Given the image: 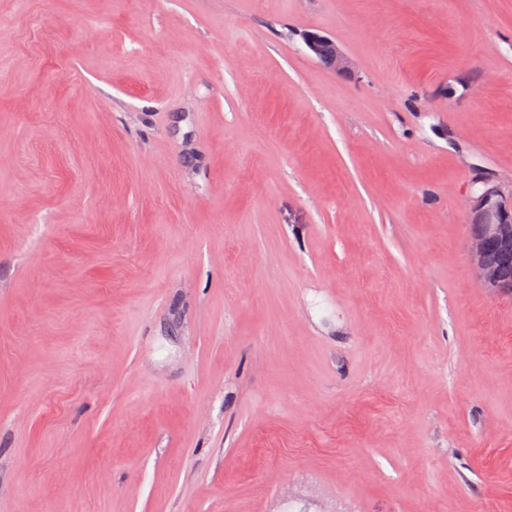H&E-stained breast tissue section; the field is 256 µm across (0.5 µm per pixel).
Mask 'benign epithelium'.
<instances>
[{
    "mask_svg": "<svg viewBox=\"0 0 512 512\" xmlns=\"http://www.w3.org/2000/svg\"><path fill=\"white\" fill-rule=\"evenodd\" d=\"M309 55L337 74L352 69V59L337 45L324 53L329 39L316 33L303 35ZM483 189L472 200L475 224L468 241V256L475 286L512 295V281L503 278L499 268L502 252L512 248V193L505 192L490 180L482 181Z\"/></svg>",
    "mask_w": 512,
    "mask_h": 512,
    "instance_id": "7a95c632",
    "label": "benign epithelium"
}]
</instances>
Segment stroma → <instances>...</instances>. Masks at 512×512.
<instances>
[{"label":"stroma","mask_w":512,"mask_h":512,"mask_svg":"<svg viewBox=\"0 0 512 512\" xmlns=\"http://www.w3.org/2000/svg\"><path fill=\"white\" fill-rule=\"evenodd\" d=\"M484 178L512 0H0V512H512ZM303 39L309 55L318 62L325 64L336 74H345L352 69V59L339 46L334 45L331 52H329L332 42L328 38L316 33H306L303 35ZM323 48L326 53L329 52L327 55H325Z\"/></svg>","instance_id":"obj_1"}]
</instances>
